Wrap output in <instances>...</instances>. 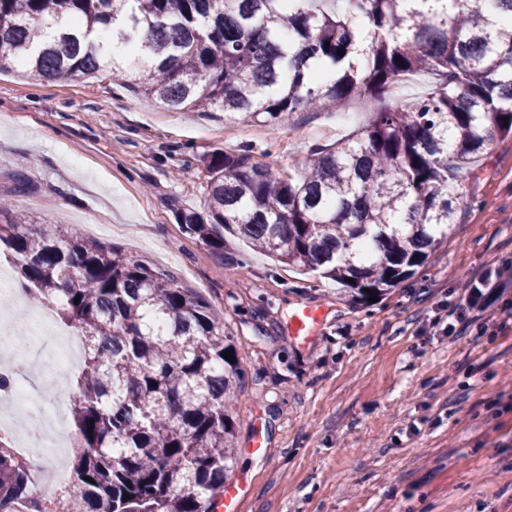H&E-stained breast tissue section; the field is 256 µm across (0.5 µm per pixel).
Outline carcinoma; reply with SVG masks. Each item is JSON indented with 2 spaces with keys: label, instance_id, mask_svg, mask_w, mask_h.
Returning <instances> with one entry per match:
<instances>
[{
  "label": "carcinoma",
  "instance_id": "obj_1",
  "mask_svg": "<svg viewBox=\"0 0 512 512\" xmlns=\"http://www.w3.org/2000/svg\"><path fill=\"white\" fill-rule=\"evenodd\" d=\"M412 2L0 0V74L103 76L171 111L241 123L357 104L363 126L287 172L245 146L214 151L204 211L178 220L217 254L227 232L366 300L364 289L384 296L442 250L474 163L512 137V0ZM422 72L436 76L431 93L386 102ZM0 242L31 301L55 305L82 339L56 512H208L234 468L229 408L244 377L224 320L120 248L2 203ZM23 499L28 465L0 437V512Z\"/></svg>",
  "mask_w": 512,
  "mask_h": 512
}]
</instances>
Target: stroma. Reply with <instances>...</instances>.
Returning <instances> with one entry per match:
<instances>
[{"label":"stroma","mask_w":512,"mask_h":512,"mask_svg":"<svg viewBox=\"0 0 512 512\" xmlns=\"http://www.w3.org/2000/svg\"><path fill=\"white\" fill-rule=\"evenodd\" d=\"M356 107L296 112L274 126L220 112H172L108 78L0 75V196L25 169L19 206L34 223L121 248L224 313L245 368L230 414L244 512H512V317L495 336L436 335L451 290L512 257V139L497 141L465 185L448 246L390 295L356 303L237 243L216 256L183 230L202 210L214 150L249 147L278 170L362 126ZM23 313L16 345L46 358L50 339ZM328 311L315 341L288 333L297 304ZM269 451L252 454L254 436Z\"/></svg>","instance_id":"obj_1"}]
</instances>
